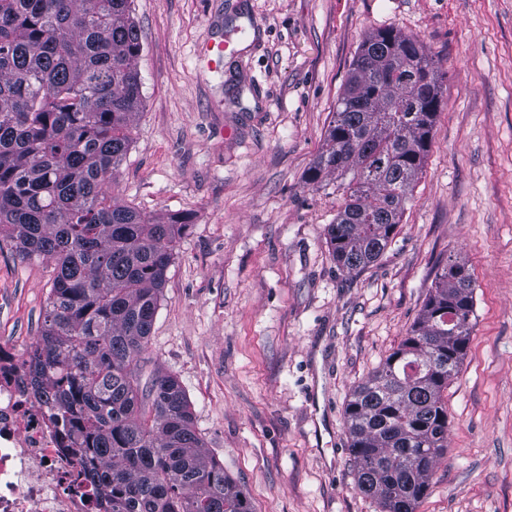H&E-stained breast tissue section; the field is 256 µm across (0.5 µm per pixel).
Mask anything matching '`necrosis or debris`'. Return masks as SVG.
Listing matches in <instances>:
<instances>
[{
    "label": "necrosis or debris",
    "instance_id": "4bbe7bcc",
    "mask_svg": "<svg viewBox=\"0 0 512 512\" xmlns=\"http://www.w3.org/2000/svg\"><path fill=\"white\" fill-rule=\"evenodd\" d=\"M29 350L0 337V512H104L70 417L26 387Z\"/></svg>",
    "mask_w": 512,
    "mask_h": 512
}]
</instances>
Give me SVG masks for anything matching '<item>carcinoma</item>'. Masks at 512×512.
<instances>
[{"label":"carcinoma","instance_id":"obj_1","mask_svg":"<svg viewBox=\"0 0 512 512\" xmlns=\"http://www.w3.org/2000/svg\"><path fill=\"white\" fill-rule=\"evenodd\" d=\"M132 0H0V234L53 262L52 297L31 357L38 397L78 419L68 438L96 457L109 512H254L197 433L179 381L140 392L148 344L187 224L147 217L106 194L142 106ZM440 107L422 45L394 29L364 40L309 181L342 179L326 227L336 265L361 271L387 248ZM474 289L451 260L408 336L345 408L361 492L415 512L448 443L443 393L471 336ZM151 399V407L143 398Z\"/></svg>","mask_w":512,"mask_h":512}]
</instances>
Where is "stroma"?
<instances>
[{"instance_id": "obj_1", "label": "stroma", "mask_w": 512, "mask_h": 512, "mask_svg": "<svg viewBox=\"0 0 512 512\" xmlns=\"http://www.w3.org/2000/svg\"><path fill=\"white\" fill-rule=\"evenodd\" d=\"M143 108L104 189L186 215L139 385L184 388L197 432L255 512H382L357 486L344 409L398 348L448 260L474 281L445 393L448 453L416 512H512V0H134ZM423 44L441 104L395 236L339 269L345 206L321 155L365 37ZM228 42L220 69L209 42ZM49 260L0 236V336H38Z\"/></svg>"}]
</instances>
